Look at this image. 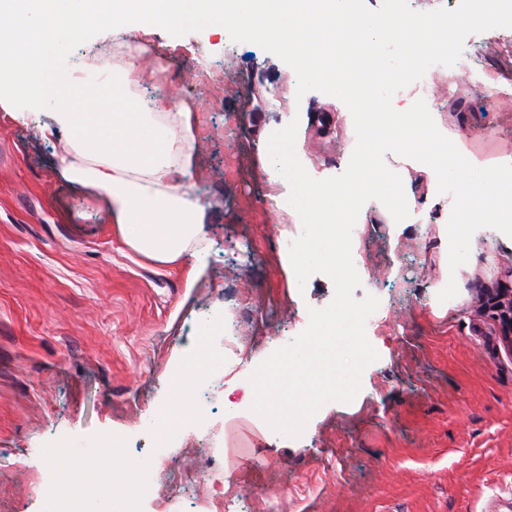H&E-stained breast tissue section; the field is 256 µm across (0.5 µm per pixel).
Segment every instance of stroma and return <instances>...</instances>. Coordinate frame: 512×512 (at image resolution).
I'll list each match as a JSON object with an SVG mask.
<instances>
[{"label": "stroma", "instance_id": "obj_1", "mask_svg": "<svg viewBox=\"0 0 512 512\" xmlns=\"http://www.w3.org/2000/svg\"><path fill=\"white\" fill-rule=\"evenodd\" d=\"M131 38L163 67L142 94L163 83L171 101L197 106L208 267L192 279L127 248L103 192L61 178L58 140L0 110V512H41L53 488L40 473L66 463L50 453L58 439L118 435L125 459L148 458L155 435L144 418L168 396L167 368L199 349L191 327L203 316L241 322L235 364L221 368L212 401L189 393L202 415L181 424L166 478L142 494L144 512H168L171 501L178 512H215V495L225 512H512V350L475 293L512 285V237L478 229L457 295L439 302L452 206L422 163L386 154L411 179L423 221L389 223L375 200L359 214L354 296L380 301L382 323L366 332L379 358L354 401L325 404L300 437L270 434L244 401L248 377L272 353L270 336L302 333L334 285L321 273L293 284L284 243L301 226L293 208L267 209L276 187L256 142L297 121L302 164L332 177L331 158L350 160L356 145L352 115L321 85L298 84L279 49L200 27ZM464 49L473 74L429 87L432 117L466 156L512 161V28L470 35ZM485 71L503 92L480 83ZM228 397L237 416L225 412ZM212 436L231 444L209 452ZM198 470L208 483L180 489L177 477ZM253 485L267 501H242Z\"/></svg>", "mask_w": 512, "mask_h": 512}]
</instances>
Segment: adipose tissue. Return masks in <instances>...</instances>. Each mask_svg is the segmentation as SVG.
Instances as JSON below:
<instances>
[{
    "instance_id": "adipose-tissue-1",
    "label": "adipose tissue",
    "mask_w": 512,
    "mask_h": 512,
    "mask_svg": "<svg viewBox=\"0 0 512 512\" xmlns=\"http://www.w3.org/2000/svg\"><path fill=\"white\" fill-rule=\"evenodd\" d=\"M4 16L23 22L0 26V74L16 78L12 92L0 93V107L24 122L29 114L17 110L18 99L47 106L53 122L40 125V135L60 128L69 137L61 177L105 193L125 246L158 265L189 263L194 277L207 267L210 207L193 188L196 116L186 103L140 95L148 78L143 46L122 43L119 61L92 73L70 64L84 29L105 25L117 35L134 24L201 26L239 42L267 43L292 55L309 82L347 100L354 91L336 67L341 50L375 59L383 46L399 44L392 65L401 73L472 22L468 15L381 17L366 0H0ZM199 375L191 356L165 372L164 425L185 416L184 400Z\"/></svg>"
}]
</instances>
